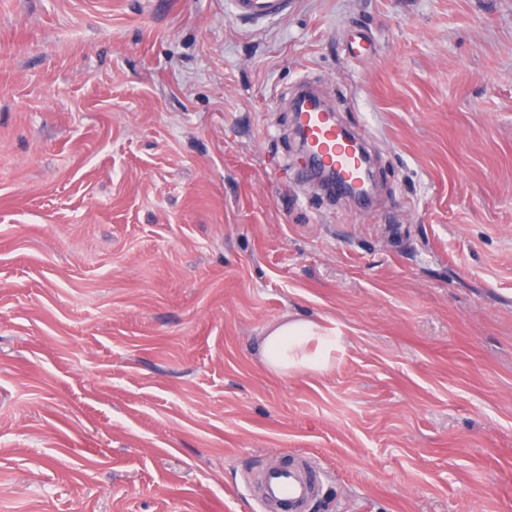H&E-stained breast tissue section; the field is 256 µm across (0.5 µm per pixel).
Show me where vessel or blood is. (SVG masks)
<instances>
[{"mask_svg": "<svg viewBox=\"0 0 512 512\" xmlns=\"http://www.w3.org/2000/svg\"><path fill=\"white\" fill-rule=\"evenodd\" d=\"M297 0H232L233 14L253 21L274 20L295 9ZM296 120L307 132L308 152L314 159L307 176L316 168H335L340 184H352L361 173L357 139L335 115L322 109L299 111ZM323 468L312 454L298 456L289 464H273L256 481L259 512H307L322 490Z\"/></svg>", "mask_w": 512, "mask_h": 512, "instance_id": "obj_1", "label": "vessel or blood"}]
</instances>
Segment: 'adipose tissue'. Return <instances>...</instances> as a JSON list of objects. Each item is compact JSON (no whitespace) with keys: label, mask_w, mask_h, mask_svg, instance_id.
Segmentation results:
<instances>
[{"label":"adipose tissue","mask_w":512,"mask_h":512,"mask_svg":"<svg viewBox=\"0 0 512 512\" xmlns=\"http://www.w3.org/2000/svg\"><path fill=\"white\" fill-rule=\"evenodd\" d=\"M344 342L323 320L288 316L272 324L262 341L266 369L282 377L327 371Z\"/></svg>","instance_id":"adipose-tissue-1"}]
</instances>
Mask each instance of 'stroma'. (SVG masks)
<instances>
[{
  "mask_svg": "<svg viewBox=\"0 0 512 512\" xmlns=\"http://www.w3.org/2000/svg\"><path fill=\"white\" fill-rule=\"evenodd\" d=\"M288 315L330 369H265ZM295 451L309 512H512V0H0V512H257ZM297 0H233V15L253 21L281 19L295 9ZM292 112H299L296 120L307 132L308 152L314 159L317 167H332L336 169L339 184H352L361 173V161L356 151L359 143L356 137L347 132L339 123L336 112L328 104L323 109L298 110L292 108ZM344 342L323 320L288 315L272 324L262 341L266 369L282 377L327 371ZM314 344V349L309 348ZM323 467L312 454L299 455L288 465L272 464L256 481L260 512H307L322 490Z\"/></svg>",
  "mask_w": 512,
  "mask_h": 512,
  "instance_id": "35a3bbf8",
  "label": "stroma"
}]
</instances>
